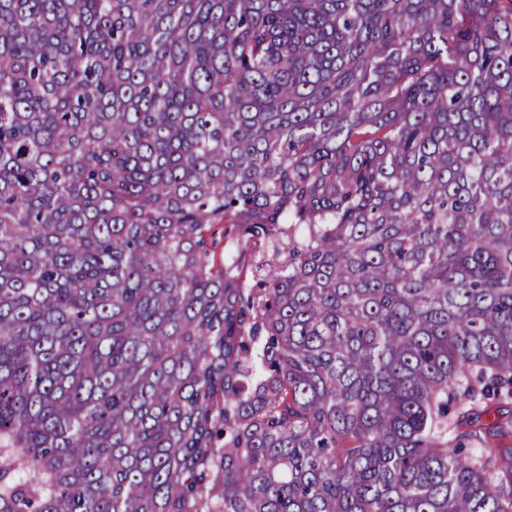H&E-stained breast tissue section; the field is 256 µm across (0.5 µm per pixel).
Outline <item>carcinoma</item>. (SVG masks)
<instances>
[{
	"mask_svg": "<svg viewBox=\"0 0 512 512\" xmlns=\"http://www.w3.org/2000/svg\"><path fill=\"white\" fill-rule=\"evenodd\" d=\"M0 512H512V0H0Z\"/></svg>",
	"mask_w": 512,
	"mask_h": 512,
	"instance_id": "cac0c4a2",
	"label": "carcinoma"
}]
</instances>
